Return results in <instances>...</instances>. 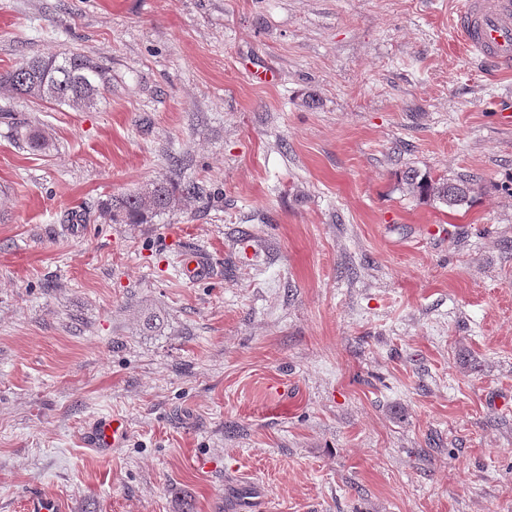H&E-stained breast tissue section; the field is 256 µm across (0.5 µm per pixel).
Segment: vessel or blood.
Here are the masks:
<instances>
[{
	"label": "vessel or blood",
	"instance_id": "vessel-or-blood-1",
	"mask_svg": "<svg viewBox=\"0 0 512 512\" xmlns=\"http://www.w3.org/2000/svg\"><path fill=\"white\" fill-rule=\"evenodd\" d=\"M456 28L472 53L512 63V0H466ZM128 437V424L118 415L98 418L89 430L93 446L103 451L123 447Z\"/></svg>",
	"mask_w": 512,
	"mask_h": 512
}]
</instances>
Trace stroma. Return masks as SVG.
Instances as JSON below:
<instances>
[{"mask_svg":"<svg viewBox=\"0 0 512 512\" xmlns=\"http://www.w3.org/2000/svg\"><path fill=\"white\" fill-rule=\"evenodd\" d=\"M464 2L0 0V72L112 74L0 91V512H512V67ZM162 178L205 193L99 219ZM39 102H53L75 110L93 107L112 92L110 70L96 58L80 53L32 57L0 73V89ZM475 176L433 177L410 169L403 175V181L412 194H418L433 202L447 206L449 209L469 207L473 202L478 179ZM203 193V187L194 182L176 185L155 179L134 191L110 195L102 201L99 217L110 224H149ZM88 434L95 448L109 451L125 445L129 437V427L123 417L112 415V417L98 418L92 424Z\"/></svg>","mask_w":512,"mask_h":512,"instance_id":"35a3bbf8","label":"stroma"}]
</instances>
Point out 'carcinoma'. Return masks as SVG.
I'll use <instances>...</instances> for the list:
<instances>
[{"mask_svg":"<svg viewBox=\"0 0 512 512\" xmlns=\"http://www.w3.org/2000/svg\"><path fill=\"white\" fill-rule=\"evenodd\" d=\"M2 88L39 102L82 110L112 91V75L90 55L62 53L32 57L12 70L1 72ZM403 181L410 193L450 209L470 206L478 186V179L472 176L433 177L416 169L406 171ZM202 194L203 187L194 182L176 185L166 179H155L134 191L110 195L101 203L99 217L110 224H149Z\"/></svg>","mask_w":512,"mask_h":512,"instance_id":"cac0c4a2","label":"carcinoma"}]
</instances>
